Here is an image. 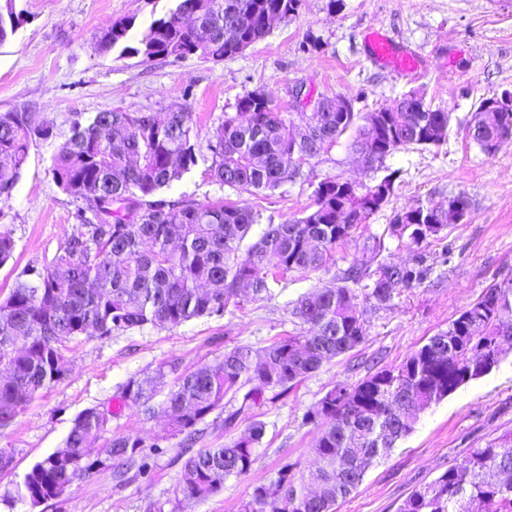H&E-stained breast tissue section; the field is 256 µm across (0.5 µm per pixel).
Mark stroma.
I'll list each match as a JSON object with an SVG mask.
<instances>
[{
  "mask_svg": "<svg viewBox=\"0 0 512 512\" xmlns=\"http://www.w3.org/2000/svg\"><path fill=\"white\" fill-rule=\"evenodd\" d=\"M178 0H14L20 23L0 44V113L30 112L49 122L52 135L30 148L28 163L11 198L0 201V232L10 233L12 260L0 266V300L28 271L43 267L75 230L78 201L50 173L52 157L71 135L75 121L106 111L165 115L173 105L192 112L201 141L211 139L235 114L239 98L263 92L280 111L292 112L295 86L307 99L343 98L356 111L394 106L407 92L423 93L433 107L451 114L445 142L410 145L388 156L398 173L388 203L332 250L315 271L291 272L272 284L268 297L228 304L220 317H201L176 327L150 325L109 336H82L63 349L64 376L40 391L14 420L0 428V448L10 450L9 470L0 471V512H238L247 484L265 481L283 462L299 470L317 466L312 448L318 426L306 410L333 385H353L377 366H395L492 285L512 279V140L494 154L468 134L471 117L487 98L512 92V0H302L298 12L242 54L213 63L190 56L146 61L139 56L101 54L94 33L134 18L137 29L171 13ZM378 30L422 60L417 75L404 76L375 63L365 36ZM352 134L307 160L296 180L274 192L233 189L213 182L197 166L164 189L163 197L198 203L227 198L263 209L283 224L312 205L317 183L327 176L369 184L377 174L358 162ZM471 204L467 222L449 226L439 238L415 246L390 236L396 213L418 203H447L455 196ZM425 254L429 272L421 284L395 288L387 305L361 302L363 344L325 362L296 388L268 389L260 408L266 424L249 481L229 480L207 500L186 502L177 490L179 438L164 439L162 417L126 404L112 417L98 443L115 435L142 439L144 466L124 486L101 471L56 500L34 507L16 490L38 462L62 447L78 414L117 406L121 386L161 369L167 383L182 373L222 358L238 345L261 348L303 332L291 314L298 298L329 285L355 263L412 262ZM216 410L198 426L194 449L215 448L242 434L252 420L240 414L225 428ZM512 433V350L497 368L423 412L413 432L376 462L357 490L334 512H398L406 497L448 464L475 448Z\"/></svg>",
  "mask_w": 512,
  "mask_h": 512,
  "instance_id": "35a3bbf8",
  "label": "stroma"
}]
</instances>
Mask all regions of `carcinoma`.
Masks as SVG:
<instances>
[{
    "label": "carcinoma",
    "mask_w": 512,
    "mask_h": 512,
    "mask_svg": "<svg viewBox=\"0 0 512 512\" xmlns=\"http://www.w3.org/2000/svg\"><path fill=\"white\" fill-rule=\"evenodd\" d=\"M13 0L0 11V43L13 35ZM239 10L254 17V27L240 30L235 19L218 16L221 0H179L166 18L132 33L135 21L111 24L108 39L95 40L99 52L121 48L120 55L146 60L197 56L220 61L240 53L239 44L265 38L264 17L287 18L301 0H236ZM424 105L420 112H387L374 138L357 129L353 148L371 144L375 168L406 145L438 146L445 141L449 112L424 104L423 95L407 93ZM288 118L271 105L247 94L237 100L236 115L224 116L214 139L202 145L193 113L179 106L164 121L148 112H99L87 123L75 122L71 137L53 156L51 174L66 194L82 202L78 229L52 260L18 281L0 302V428L8 426L35 395L59 381L62 349L71 340L96 333L110 336L146 325L175 327L199 317H220L228 303L249 289L269 293L270 282L294 271L317 270L352 229L388 203L395 173L372 185L354 189L341 178H323L314 190V205L286 224L267 223L256 239L254 225L263 212L241 208L227 199L206 203L158 197L199 163L211 179L234 189L274 191L296 178L290 169L294 144L317 156L323 138L303 134V123L321 124L328 141L338 139L362 119L357 112L297 113ZM472 128L484 130L476 143L488 153L491 142L512 135V111L488 119L475 112ZM50 136L49 124L36 123L28 112L0 113V201L7 200L27 164L31 145ZM424 205L403 212L388 230L408 236L417 246L422 223L438 236L459 223L456 212ZM344 211L346 224L336 223ZM428 273L423 256L412 266L380 264L369 272L354 264L337 282L302 296L292 308L300 323L312 327L275 341L260 351L240 345L214 362L179 376L163 400L172 436H192L196 426L224 399L242 398L224 419L263 403L264 389L286 392L316 372L328 358L343 355L365 341L359 298L390 301L394 287H411ZM371 275V291L357 286ZM439 349L423 344L395 367H380L354 385L330 388L304 415L318 424L312 452L319 462L305 475L298 464L284 462L275 477L250 485L240 512H331L353 493L369 468L414 429L418 416L460 386L489 373L502 360L503 343L512 339V281L496 284L466 307L435 335ZM166 374L132 377L120 398L148 415L163 393ZM112 411L88 408L74 420L64 446L36 463L25 475L18 495L31 506L56 497L70 486L107 469L119 484L143 455L142 440L130 435L112 438L91 455L89 448L104 431ZM265 424L251 423L238 438L194 454L184 450L178 488L186 500L202 501L234 477L245 479L258 459ZM492 473L512 476V434L472 450L448 465L432 481L416 488L399 512H512V479L493 481Z\"/></svg>",
    "instance_id": "carcinoma-1"
}]
</instances>
